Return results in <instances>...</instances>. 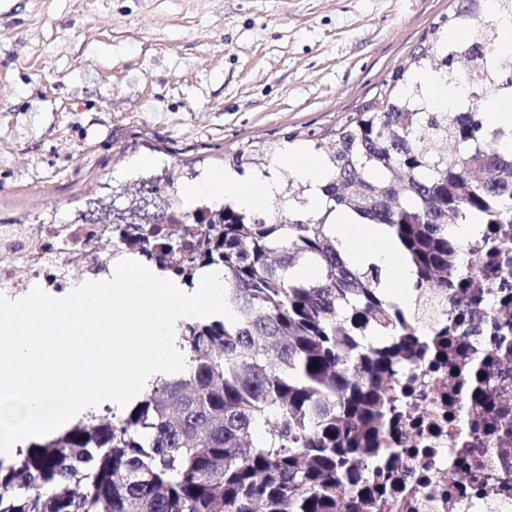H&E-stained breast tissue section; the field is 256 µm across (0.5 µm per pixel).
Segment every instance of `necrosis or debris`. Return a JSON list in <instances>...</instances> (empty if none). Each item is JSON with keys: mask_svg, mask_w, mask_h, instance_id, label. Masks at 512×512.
Listing matches in <instances>:
<instances>
[{"mask_svg": "<svg viewBox=\"0 0 512 512\" xmlns=\"http://www.w3.org/2000/svg\"><path fill=\"white\" fill-rule=\"evenodd\" d=\"M152 230L146 255L134 224H1L0 285L54 296L73 271L127 254L161 272L185 265L160 243L194 245L199 225L178 211ZM448 277L470 285L412 299L421 314L391 366L376 453L351 461L345 512H512V225H480Z\"/></svg>", "mask_w": 512, "mask_h": 512, "instance_id": "obj_1", "label": "necrosis or debris"}]
</instances>
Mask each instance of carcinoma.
Masks as SVG:
<instances>
[{
    "label": "carcinoma",
    "instance_id": "cac0c4a2",
    "mask_svg": "<svg viewBox=\"0 0 512 512\" xmlns=\"http://www.w3.org/2000/svg\"><path fill=\"white\" fill-rule=\"evenodd\" d=\"M465 30L445 40L443 26ZM482 0H457L326 145V209L303 192L246 212L232 204L189 224H218L188 262L224 271L237 321L176 324L185 369L152 375L123 415L94 409L69 428L0 459V512H338L347 464L367 447L389 389L391 355L360 349L399 336L376 265L355 266L328 218L383 224L414 288H446L463 224H512V128L491 129L485 102H512V58ZM465 87L461 111L429 106L417 69ZM160 193L144 222L163 224L180 200ZM311 265L312 279L294 276ZM317 367H311V364Z\"/></svg>",
    "mask_w": 512,
    "mask_h": 512
}]
</instances>
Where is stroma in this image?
<instances>
[{"label": "stroma", "mask_w": 512, "mask_h": 512, "mask_svg": "<svg viewBox=\"0 0 512 512\" xmlns=\"http://www.w3.org/2000/svg\"><path fill=\"white\" fill-rule=\"evenodd\" d=\"M454 0H0V224L125 208L375 95Z\"/></svg>", "instance_id": "35a3bbf8"}]
</instances>
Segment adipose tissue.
I'll use <instances>...</instances> for the list:
<instances>
[{"label": "adipose tissue", "instance_id": "obj_1", "mask_svg": "<svg viewBox=\"0 0 512 512\" xmlns=\"http://www.w3.org/2000/svg\"><path fill=\"white\" fill-rule=\"evenodd\" d=\"M281 169L294 171L296 176L310 187L311 205L322 203L321 188L327 182V170L315 159L288 152L274 158L269 166L270 173L245 182L222 171L209 173L183 192L185 206H194L198 197L205 196L220 202L235 199L247 209H263L271 205L281 193L276 173ZM336 236L344 248L348 260L356 265L374 263L385 267L390 273V287L399 291L400 299L411 296L412 277L402 265L393 239L379 224H351L344 212L335 216Z\"/></svg>", "mask_w": 512, "mask_h": 512}]
</instances>
